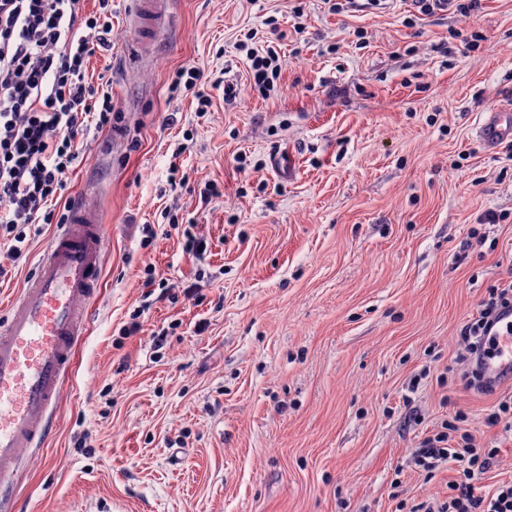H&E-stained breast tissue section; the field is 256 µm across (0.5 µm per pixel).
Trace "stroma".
Returning <instances> with one entry per match:
<instances>
[{"instance_id": "35a3bbf8", "label": "stroma", "mask_w": 512, "mask_h": 512, "mask_svg": "<svg viewBox=\"0 0 512 512\" xmlns=\"http://www.w3.org/2000/svg\"><path fill=\"white\" fill-rule=\"evenodd\" d=\"M275 25V90L225 101L212 83L245 84L240 39L263 46ZM138 37L132 0H112V49L88 75L122 120L88 131L63 193L104 217L102 286L56 431L22 453L17 512H407L447 497L453 471L412 456L459 411L499 450L493 481L512 480V431L485 426L512 381L477 391L458 360L512 272V155L474 136L489 104H512V0L431 17L413 0H170L163 36ZM182 66L210 111L171 98ZM207 181L222 194L204 207ZM53 230L27 227L17 259L0 245V320ZM203 77V74L201 71L192 66V67H181L180 69L176 70L172 77L169 84V89L171 93V97L174 98L175 96H178V94L181 92L182 85L187 88L190 86L194 87L197 85V82Z\"/></svg>"}]
</instances>
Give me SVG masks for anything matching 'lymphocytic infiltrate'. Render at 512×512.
Returning a JSON list of instances; mask_svg holds the SVG:
<instances>
[{
	"mask_svg": "<svg viewBox=\"0 0 512 512\" xmlns=\"http://www.w3.org/2000/svg\"><path fill=\"white\" fill-rule=\"evenodd\" d=\"M112 0L84 13L81 0H0V238L13 257L26 249L25 226L66 223L48 210L65 190L87 131L121 120L108 86L89 81L87 63L112 48ZM512 275L500 279L460 330L468 365L494 354V338L512 333ZM456 425L424 438L415 464L426 473L451 463L442 500L410 512H512V481L486 485L498 448L476 447Z\"/></svg>",
	"mask_w": 512,
	"mask_h": 512,
	"instance_id": "f902f5d3",
	"label": "lymphocytic infiltrate"
}]
</instances>
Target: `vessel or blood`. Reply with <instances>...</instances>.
<instances>
[{
	"instance_id": "1",
	"label": "vessel or blood",
	"mask_w": 512,
	"mask_h": 512,
	"mask_svg": "<svg viewBox=\"0 0 512 512\" xmlns=\"http://www.w3.org/2000/svg\"><path fill=\"white\" fill-rule=\"evenodd\" d=\"M142 41L159 29L166 0H135ZM475 134L489 150L512 141V106L484 111ZM104 218L98 209L75 205L67 224L51 234L32 277L10 303L0 324V507H7L19 476L23 449L44 443L53 433L52 412L71 372L85 333L86 310L100 284L106 247ZM496 354L480 363L482 388L512 379V335L497 339Z\"/></svg>"
}]
</instances>
